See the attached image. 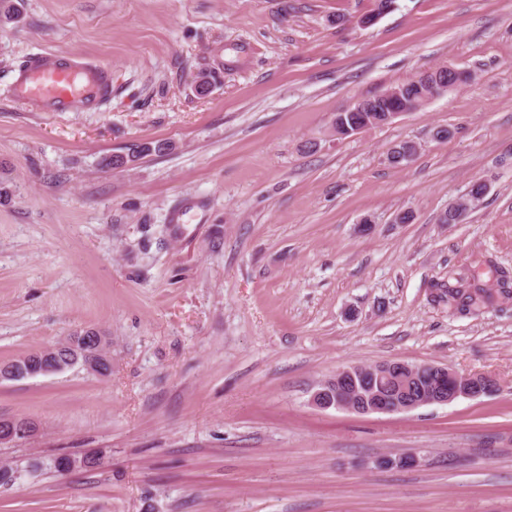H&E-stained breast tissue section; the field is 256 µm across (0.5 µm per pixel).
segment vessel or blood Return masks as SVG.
Wrapping results in <instances>:
<instances>
[{"label":"vessel or blood","instance_id":"b4317fda","mask_svg":"<svg viewBox=\"0 0 512 512\" xmlns=\"http://www.w3.org/2000/svg\"><path fill=\"white\" fill-rule=\"evenodd\" d=\"M20 96L51 112H72L107 94L112 81L105 66L52 54L37 55L18 67Z\"/></svg>","mask_w":512,"mask_h":512}]
</instances>
